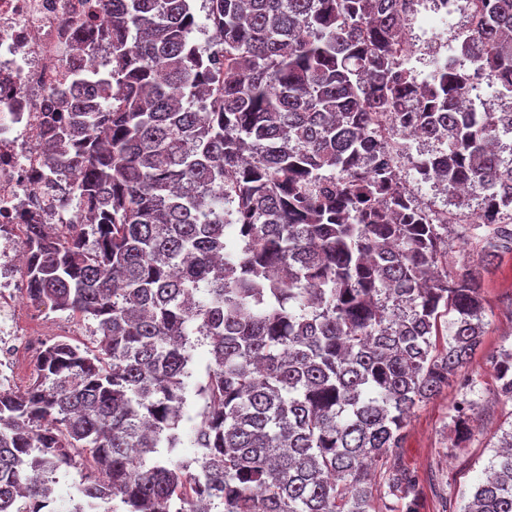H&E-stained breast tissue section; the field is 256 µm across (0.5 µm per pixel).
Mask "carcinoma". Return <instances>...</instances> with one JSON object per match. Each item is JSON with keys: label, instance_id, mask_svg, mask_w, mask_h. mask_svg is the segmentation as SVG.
I'll list each match as a JSON object with an SVG mask.
<instances>
[{"label": "carcinoma", "instance_id": "1", "mask_svg": "<svg viewBox=\"0 0 512 512\" xmlns=\"http://www.w3.org/2000/svg\"><path fill=\"white\" fill-rule=\"evenodd\" d=\"M193 2L100 0L106 109L49 113V163L95 220L70 240L26 225L25 294L99 341L46 345L0 392V512H46L86 461L72 512H370L371 465L482 344V273L512 253V112L470 96L477 75L512 98V0H473L461 58L422 82L399 38L415 0H206L203 50ZM387 121L436 143L420 181L461 208L480 191L482 263L440 268L448 223L414 202ZM496 366L512 400V350ZM485 474L461 512H512V431ZM385 495L420 512L405 469ZM207 352L205 347H198L194 352L193 376L189 380V386L186 393V403L183 409V418L181 421V432L187 435L191 425L194 422L196 414L205 404L204 399L197 395L196 387L199 383L204 382V367L206 364Z\"/></svg>", "mask_w": 512, "mask_h": 512}]
</instances>
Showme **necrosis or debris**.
I'll use <instances>...</instances> for the list:
<instances>
[{"instance_id": "obj_1", "label": "necrosis or debris", "mask_w": 512, "mask_h": 512, "mask_svg": "<svg viewBox=\"0 0 512 512\" xmlns=\"http://www.w3.org/2000/svg\"><path fill=\"white\" fill-rule=\"evenodd\" d=\"M106 29L98 0H0V385L32 344L17 305L25 226L53 224L67 239L89 221L69 175L46 160L45 126L50 103L76 90L64 63L71 35L90 48L77 69L89 77L112 67Z\"/></svg>"}]
</instances>
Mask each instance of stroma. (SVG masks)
Returning <instances> with one entry per match:
<instances>
[{
	"mask_svg": "<svg viewBox=\"0 0 512 512\" xmlns=\"http://www.w3.org/2000/svg\"><path fill=\"white\" fill-rule=\"evenodd\" d=\"M481 295L486 313L485 336L471 365L458 372L443 393L415 408L401 447L380 460L375 469L373 490L375 512H389L392 498L383 494L382 484L391 466L412 472L420 491V512H448L465 505L483 477L502 436L512 431V401L498 393L491 357L512 348V254L502 255L483 274ZM23 320L51 327L54 339L80 346L96 343L94 324L69 318L64 312L38 308L22 300ZM474 403L469 411L470 433L457 440L452 420L462 401Z\"/></svg>",
	"mask_w": 512,
	"mask_h": 512,
	"instance_id": "35a3bbf8",
	"label": "stroma"
}]
</instances>
